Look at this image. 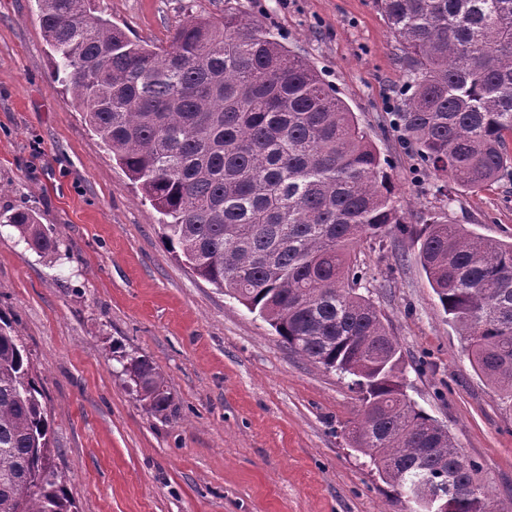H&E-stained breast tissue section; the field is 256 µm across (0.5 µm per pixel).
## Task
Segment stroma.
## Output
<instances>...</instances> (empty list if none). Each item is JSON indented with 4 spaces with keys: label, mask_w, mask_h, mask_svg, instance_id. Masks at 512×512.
<instances>
[{
    "label": "stroma",
    "mask_w": 512,
    "mask_h": 512,
    "mask_svg": "<svg viewBox=\"0 0 512 512\" xmlns=\"http://www.w3.org/2000/svg\"><path fill=\"white\" fill-rule=\"evenodd\" d=\"M133 38L168 44L233 6L322 70L390 163L406 223L512 241V179L447 195L401 142L407 80L375 0H95ZM35 0H0V212L32 209L44 257L0 226V317L28 350L77 512H406L354 445L349 380L290 351L268 323L194 276L159 215L54 88ZM410 239L367 238L361 291L398 343L405 390L512 501V405L474 369ZM148 359L171 406L148 411L124 367Z\"/></svg>",
    "instance_id": "1"
}]
</instances>
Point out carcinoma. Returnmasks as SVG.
<instances>
[{
  "label": "carcinoma",
  "instance_id": "1",
  "mask_svg": "<svg viewBox=\"0 0 512 512\" xmlns=\"http://www.w3.org/2000/svg\"><path fill=\"white\" fill-rule=\"evenodd\" d=\"M408 73L403 143L440 182L478 189L512 168V0H376ZM53 81L142 196L190 271L258 313L288 348L353 378L357 447L407 512H512L479 467L403 391L401 355L361 293L355 245L395 236L418 258L474 368L512 401V243L463 224L418 231L348 105L311 63L232 8L169 44L130 39L91 0H37ZM40 253L58 240L32 209L0 214ZM30 355L0 322V512H75ZM148 409L171 399L141 358Z\"/></svg>",
  "mask_w": 512,
  "mask_h": 512
}]
</instances>
